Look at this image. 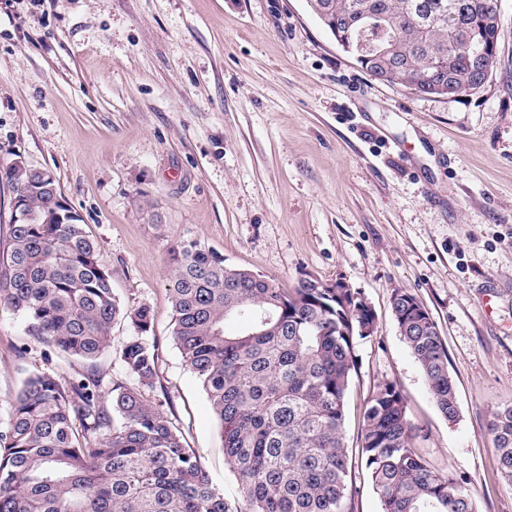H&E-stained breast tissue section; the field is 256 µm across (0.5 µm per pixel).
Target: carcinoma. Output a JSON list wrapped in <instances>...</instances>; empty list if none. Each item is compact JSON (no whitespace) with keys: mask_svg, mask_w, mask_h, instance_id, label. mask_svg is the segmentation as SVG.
Here are the masks:
<instances>
[{"mask_svg":"<svg viewBox=\"0 0 512 512\" xmlns=\"http://www.w3.org/2000/svg\"><path fill=\"white\" fill-rule=\"evenodd\" d=\"M488 0H317L322 25L356 37L373 19L382 49L356 57L374 78L427 95L480 88L498 53ZM0 181L27 200V221L9 224L0 256V304L26 332L91 364L110 347L112 324L131 322L118 359L123 377L102 394L96 370L64 380L26 373L0 419V512H354L345 404L352 345L374 312L354 288L336 296L323 281L286 290L275 279L224 264L188 235L168 250L174 341L205 390L237 476L241 510L143 389L158 378L151 313L130 312L78 213L56 179L28 165H0ZM407 290L392 313L429 392L449 421L458 413L445 343ZM238 324L233 334L229 322ZM500 473L512 486V404L492 414ZM407 402L394 382L368 399L358 457L381 512H476L465 483L434 469L413 445Z\"/></svg>","mask_w":512,"mask_h":512,"instance_id":"cac0c4a2","label":"carcinoma"}]
</instances>
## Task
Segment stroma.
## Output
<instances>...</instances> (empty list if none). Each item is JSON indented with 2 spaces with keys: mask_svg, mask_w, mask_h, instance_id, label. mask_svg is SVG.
<instances>
[{
  "mask_svg": "<svg viewBox=\"0 0 512 512\" xmlns=\"http://www.w3.org/2000/svg\"><path fill=\"white\" fill-rule=\"evenodd\" d=\"M497 7L484 85L446 98L370 76L307 0H0V164L53 171L121 303L149 307L159 377L143 395L226 495L235 475L173 340L159 224L286 289L345 277L376 316L353 342L350 455L367 398L396 382L415 448L468 483L477 512H512L489 431L512 404V0ZM397 288L437 324L455 421L397 332ZM130 334L114 322L91 365L0 305V415L36 367L118 376Z\"/></svg>",
  "mask_w": 512,
  "mask_h": 512,
  "instance_id": "stroma-1",
  "label": "stroma"
}]
</instances>
